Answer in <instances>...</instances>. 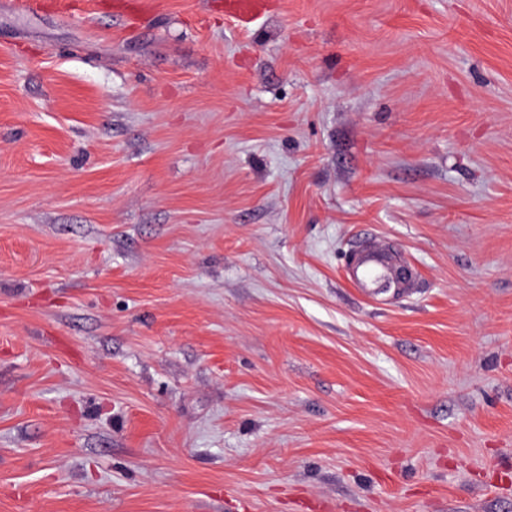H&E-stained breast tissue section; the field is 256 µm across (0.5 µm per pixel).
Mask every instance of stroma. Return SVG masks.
Listing matches in <instances>:
<instances>
[{"instance_id":"1","label":"stroma","mask_w":512,"mask_h":512,"mask_svg":"<svg viewBox=\"0 0 512 512\" xmlns=\"http://www.w3.org/2000/svg\"><path fill=\"white\" fill-rule=\"evenodd\" d=\"M224 2L0 0V512H512V0ZM385 251L380 245L370 246L358 253L353 276L361 288L380 289L389 282L390 288H398L392 272L384 261Z\"/></svg>"}]
</instances>
